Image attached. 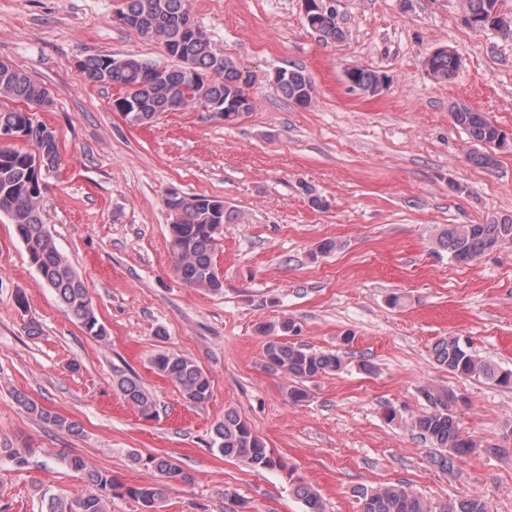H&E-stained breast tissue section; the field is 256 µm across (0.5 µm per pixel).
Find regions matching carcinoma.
Masks as SVG:
<instances>
[{
    "mask_svg": "<svg viewBox=\"0 0 512 512\" xmlns=\"http://www.w3.org/2000/svg\"><path fill=\"white\" fill-rule=\"evenodd\" d=\"M502 0H462L465 16L482 21L490 16ZM122 12L133 19L131 31L142 39L158 44L175 61L160 66L137 55L116 59L110 55H95L81 61L80 69L91 83L112 86L119 96L112 101V109L121 112L139 105L148 125L167 112L191 107L208 109L213 104L237 101L245 94L241 72L236 62L217 51L207 33L191 16L190 0H123ZM317 33L325 40L343 38L337 26L336 12L323 14ZM459 60L453 50L435 55L432 76L446 81L457 71ZM288 79L277 89V94L297 106H310L301 101L303 91L315 90V83L304 71L288 68ZM379 73L360 67L356 69L357 88L370 93L377 87ZM0 96L19 100L30 108L51 105L48 88L27 73L12 67L0 66ZM451 116L455 125L463 128L479 143H487L502 133L499 126L465 104L453 107ZM29 121L28 111L0 109V127H20ZM38 146L27 141L0 145V214L13 224L18 239L24 245L27 258L41 276L45 285L53 290L67 315L89 335L101 337L105 328L99 323L96 311L88 297L87 288L78 272L58 249L46 224L42 205L45 185L43 170H54L60 159L59 142L54 140L48 148L50 160L37 154ZM211 199L205 195H186L173 204L164 201L170 215L169 244L175 275L190 288L218 292L223 281L217 271L214 255L218 235L216 225L233 224L238 214L231 208L210 210ZM437 245L448 252L459 265H468L483 254L504 244L512 243V221L491 224H450L442 229ZM293 320L264 325L260 332L269 337L265 345L263 367L288 379L285 396L298 404L307 401V384L318 376L338 372L344 358L338 353L318 352L296 343L285 342L283 337L295 332ZM434 361L448 372L468 379H486L496 386L512 389V369L493 365L473 350L469 342L459 336H445L432 347ZM154 371L172 381L180 393L192 404L200 405L212 396V380L192 359L174 351H161L151 359ZM117 388L124 400L134 406L146 419L156 416L153 396L135 377L118 380ZM421 393L430 410L414 416L406 425L417 437L434 448H443L456 456L475 452L480 444L463 433L454 411L457 394L446 387H424ZM18 404L36 412L45 425L71 436H80L82 428L69 418L37 406L25 395H15ZM213 445L226 458L246 462L256 470L284 468L281 459L267 448L263 439L247 420L238 413L228 411L224 419L213 427ZM132 461L158 472L161 481L126 487L111 475L98 470H87V479L93 487L86 496L67 502L58 497L48 500V512H107L106 497L102 492L127 496L141 506V512H159L165 498L167 480L191 481L189 474L172 459L156 456L131 455ZM295 494L306 504L307 512H323L316 493L304 484L294 485ZM360 512H490L486 499L471 495L434 506L402 485L360 487L356 490Z\"/></svg>",
    "mask_w": 512,
    "mask_h": 512,
    "instance_id": "obj_1",
    "label": "carcinoma"
}]
</instances>
